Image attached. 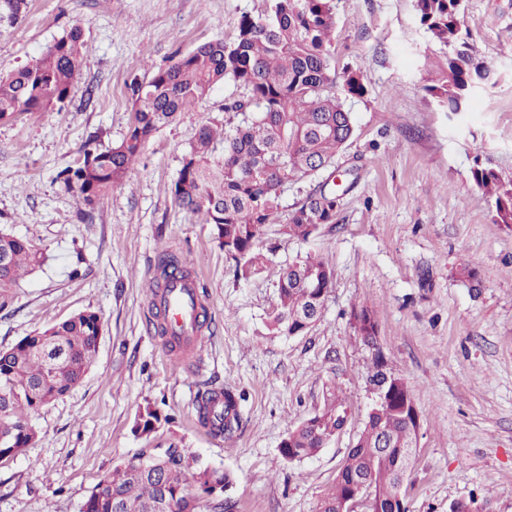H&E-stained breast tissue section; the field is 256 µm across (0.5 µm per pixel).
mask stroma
Segmentation results:
<instances>
[{"label": "stroma", "mask_w": 512, "mask_h": 512, "mask_svg": "<svg viewBox=\"0 0 512 512\" xmlns=\"http://www.w3.org/2000/svg\"><path fill=\"white\" fill-rule=\"evenodd\" d=\"M270 0H27L0 10V72L8 73L80 27L88 45L62 110L0 121V228L39 248L0 311V349L81 311L102 321L94 365L33 418L37 440L0 461V512H82L102 475L142 448L183 449L230 473L236 512H316L375 400L374 356L408 384L420 416L418 447L400 493L409 512H448L488 500L512 512V229L495 223L471 170L512 177V0H464L462 23L490 74L465 112L449 116L425 89L441 49L415 0H335V67L361 73L355 133L336 159L352 170L335 223L306 240L266 226L275 264L320 257L333 273L321 318L297 336L270 327L275 278L248 279L227 261L203 215L175 206L171 188L201 126L232 127L236 94L220 85L145 146L124 184L92 207L64 192L57 172L96 139L121 142L133 83L173 52L230 39L239 16ZM172 252L204 288L211 328L201 350L176 359L150 332L147 284ZM476 267L481 287L458 278ZM79 276H72V269ZM370 308L376 347L353 308ZM240 393L241 420L218 437L197 422L208 385ZM347 409L342 432L315 457L287 461L289 430L314 415L326 387ZM161 417L134 433L144 406Z\"/></svg>", "instance_id": "35a3bbf8"}]
</instances>
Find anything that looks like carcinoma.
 <instances>
[{
    "instance_id": "carcinoma-1",
    "label": "carcinoma",
    "mask_w": 512,
    "mask_h": 512,
    "mask_svg": "<svg viewBox=\"0 0 512 512\" xmlns=\"http://www.w3.org/2000/svg\"><path fill=\"white\" fill-rule=\"evenodd\" d=\"M462 2L416 0L420 25L435 42L452 48L435 62L426 87L451 114L462 112L475 88L489 81V72L463 50L470 34L461 26ZM334 29V0H271L263 15H241L232 40L178 52L148 81L134 85L133 122L124 139L105 150L84 146L83 161L61 169L56 181L85 205H94L122 186L130 166L157 132L214 87L233 84L242 95L229 110L242 119L228 130L210 125L199 129L171 189L173 200L214 225L238 275L249 278L272 271L278 286L272 329L290 336L305 332L322 315L331 269L306 256L272 270L259 245L269 224L281 223L284 234L306 240L320 225L336 223L341 194L326 180L281 220L283 187L334 167L354 134L347 101L362 97L365 85L359 72L346 69L338 74L332 66ZM82 47L81 28L76 26L40 57L1 75L0 120L20 112L62 110L79 71ZM219 143L223 153L217 156ZM472 175L494 208L495 223L511 229L512 179L480 164ZM0 251L9 255V265L0 271L2 310L21 276L42 264L43 253L1 231ZM156 268L157 277L149 283L154 296L164 285L189 275L186 265L168 252L159 254ZM352 315L364 342L376 346L373 312L362 307ZM101 327L98 314L84 311L0 350V431L8 435L0 443V458L17 455L35 442L38 431L32 416L66 396L92 366ZM367 380L373 386L386 384V399L368 414L317 512H339L351 481L360 473L373 485L372 503L365 512H392L390 497L406 473L404 452L417 438L416 424L403 413L413 398L406 382L386 371L378 355ZM221 396L224 410L215 433L229 435L240 422L238 397L230 388ZM346 421L336 389H327L321 409L283 439L282 456L295 461L317 454ZM160 422L158 411L148 405L138 415L135 433L147 436ZM190 471L199 495L189 489ZM232 484L229 473L198 464L180 448H166L113 468L91 491L82 512H115L117 502L123 504L122 512H234L236 503L227 496ZM162 485L167 499L158 509L154 504Z\"/></svg>"
}]
</instances>
